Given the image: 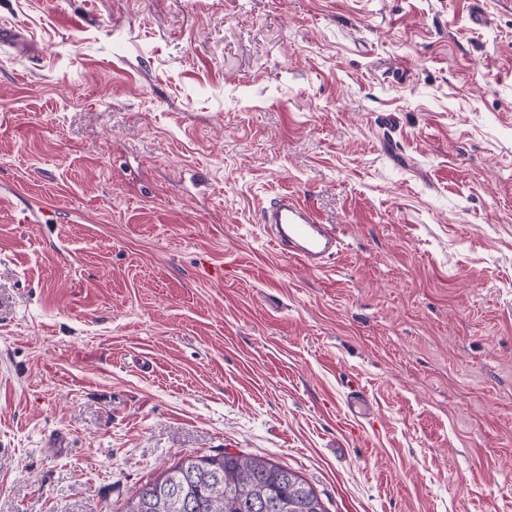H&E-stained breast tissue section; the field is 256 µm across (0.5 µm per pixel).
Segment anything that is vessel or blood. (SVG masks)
Wrapping results in <instances>:
<instances>
[{
    "instance_id": "1",
    "label": "vessel or blood",
    "mask_w": 512,
    "mask_h": 512,
    "mask_svg": "<svg viewBox=\"0 0 512 512\" xmlns=\"http://www.w3.org/2000/svg\"><path fill=\"white\" fill-rule=\"evenodd\" d=\"M260 221L265 236L282 255L315 271L327 268L342 246L337 227L321 223L313 207L295 194L274 197L262 208Z\"/></svg>"
}]
</instances>
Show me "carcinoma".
I'll list each match as a JSON object with an SVG mask.
<instances>
[{"mask_svg": "<svg viewBox=\"0 0 512 512\" xmlns=\"http://www.w3.org/2000/svg\"><path fill=\"white\" fill-rule=\"evenodd\" d=\"M327 512L315 490L288 465L227 451L187 455L146 482L126 500L122 512Z\"/></svg>", "mask_w": 512, "mask_h": 512, "instance_id": "1", "label": "carcinoma"}]
</instances>
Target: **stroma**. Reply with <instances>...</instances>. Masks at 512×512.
Returning a JSON list of instances; mask_svg holds the SVG:
<instances>
[{
	"instance_id": "1",
	"label": "stroma",
	"mask_w": 512,
	"mask_h": 512,
	"mask_svg": "<svg viewBox=\"0 0 512 512\" xmlns=\"http://www.w3.org/2000/svg\"><path fill=\"white\" fill-rule=\"evenodd\" d=\"M0 29V512H120L225 450L329 512H512V0H0ZM285 190L343 234L324 271L260 228Z\"/></svg>"
}]
</instances>
